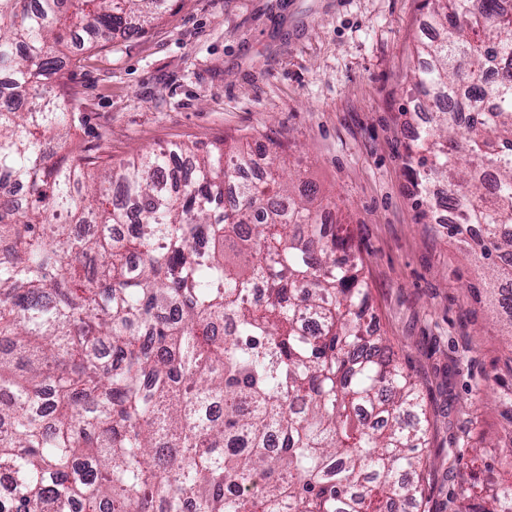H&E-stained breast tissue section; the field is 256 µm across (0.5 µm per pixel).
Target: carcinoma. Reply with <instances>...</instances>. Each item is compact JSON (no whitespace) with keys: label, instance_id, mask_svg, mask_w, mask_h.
Here are the masks:
<instances>
[{"label":"carcinoma","instance_id":"carcinoma-1","mask_svg":"<svg viewBox=\"0 0 512 512\" xmlns=\"http://www.w3.org/2000/svg\"><path fill=\"white\" fill-rule=\"evenodd\" d=\"M169 0H0V512H399L422 504L430 419L392 347L366 325L370 292L330 204L284 178L234 180L250 152L223 141L119 169L65 151L83 122L62 48L89 47ZM412 45L411 196L483 271L474 295L512 341V8L423 0ZM495 37L501 70H479ZM480 224L479 239L464 225ZM141 257L139 264L132 257ZM263 296L252 298L254 289ZM483 448L512 465L484 430ZM459 471L454 512H512V476Z\"/></svg>","mask_w":512,"mask_h":512}]
</instances>
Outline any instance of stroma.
Wrapping results in <instances>:
<instances>
[{
	"label": "stroma",
	"instance_id": "1",
	"mask_svg": "<svg viewBox=\"0 0 512 512\" xmlns=\"http://www.w3.org/2000/svg\"><path fill=\"white\" fill-rule=\"evenodd\" d=\"M425 19L421 0H177L148 33L79 50L65 88L85 112L73 149L113 167L170 143L261 142L335 197L364 262L371 322L432 422L426 512H450L449 447L502 425L475 385L511 370L473 299L476 273L408 194L399 112Z\"/></svg>",
	"mask_w": 512,
	"mask_h": 512
}]
</instances>
